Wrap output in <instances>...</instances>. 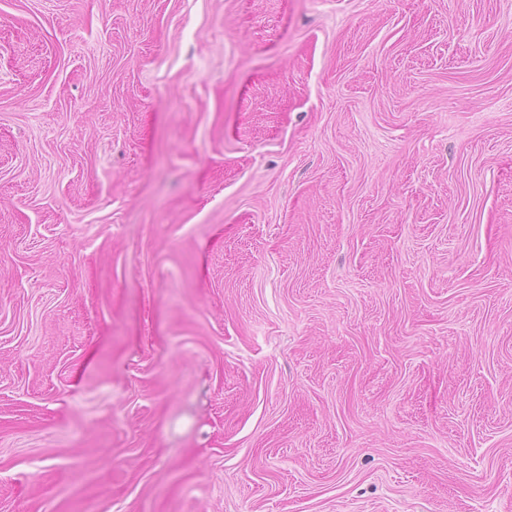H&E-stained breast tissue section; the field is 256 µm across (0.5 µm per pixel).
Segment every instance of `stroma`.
<instances>
[{"mask_svg": "<svg viewBox=\"0 0 512 512\" xmlns=\"http://www.w3.org/2000/svg\"><path fill=\"white\" fill-rule=\"evenodd\" d=\"M0 512H512V0H0Z\"/></svg>", "mask_w": 512, "mask_h": 512, "instance_id": "obj_1", "label": "stroma"}]
</instances>
